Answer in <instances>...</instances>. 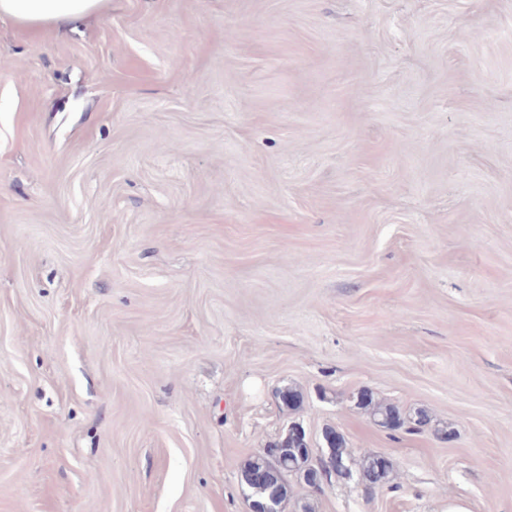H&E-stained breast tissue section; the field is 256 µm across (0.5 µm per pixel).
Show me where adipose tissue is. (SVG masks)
<instances>
[{
  "label": "adipose tissue",
  "mask_w": 512,
  "mask_h": 512,
  "mask_svg": "<svg viewBox=\"0 0 512 512\" xmlns=\"http://www.w3.org/2000/svg\"><path fill=\"white\" fill-rule=\"evenodd\" d=\"M106 0H0V18L25 26L72 25L104 7Z\"/></svg>",
  "instance_id": "adipose-tissue-1"
}]
</instances>
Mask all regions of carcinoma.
<instances>
[{
	"mask_svg": "<svg viewBox=\"0 0 512 512\" xmlns=\"http://www.w3.org/2000/svg\"><path fill=\"white\" fill-rule=\"evenodd\" d=\"M304 402L303 393L297 388L286 389L280 399L281 406L290 410H298ZM356 406L363 409L370 419L379 427L385 428L392 421L398 422V429L409 433H423L431 426V419L424 411L405 417L400 409L393 404L377 402L373 395L359 392L356 395ZM325 432L335 437L332 447L336 448V477L352 474L357 469L362 483L369 487L380 486L392 473L385 460L378 455H365L355 461L346 452V440L342 433L334 427L325 428ZM309 461L308 450L293 443L288 444V469L284 470L280 462H271L267 457L259 455L248 459L240 470V482L244 490L252 494L253 499L264 505H274L269 512H283V503L288 498L290 489L289 478L301 482L295 469L301 468Z\"/></svg>",
	"mask_w": 512,
	"mask_h": 512,
	"instance_id": "cac0c4a2",
	"label": "carcinoma"
}]
</instances>
